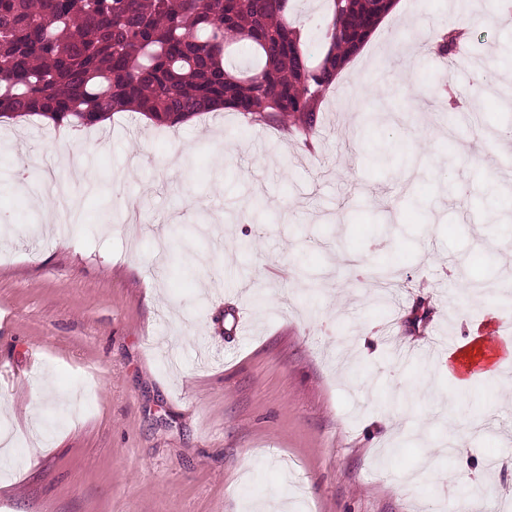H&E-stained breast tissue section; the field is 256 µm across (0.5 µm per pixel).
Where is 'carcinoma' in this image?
Segmentation results:
<instances>
[{
  "instance_id": "1",
  "label": "carcinoma",
  "mask_w": 512,
  "mask_h": 512,
  "mask_svg": "<svg viewBox=\"0 0 512 512\" xmlns=\"http://www.w3.org/2000/svg\"><path fill=\"white\" fill-rule=\"evenodd\" d=\"M0 0V118L52 115L93 126L138 112L159 123L221 103L255 121L312 128L340 61L389 0H326V41L312 52L289 21L293 0ZM462 43L450 27L437 53ZM250 55L242 69L232 58Z\"/></svg>"
}]
</instances>
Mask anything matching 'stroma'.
I'll return each instance as SVG.
<instances>
[{"mask_svg":"<svg viewBox=\"0 0 512 512\" xmlns=\"http://www.w3.org/2000/svg\"><path fill=\"white\" fill-rule=\"evenodd\" d=\"M451 25L453 61L427 49ZM484 77L512 81V24L485 0H404L309 138L227 111L1 124L0 512L512 499V379L448 372L470 330L512 341V307L467 287L512 270V228L478 221L490 183L512 216L494 138L512 105ZM67 137L76 171L48 154ZM61 181L81 202L65 227L30 191ZM378 264L397 282L379 301Z\"/></svg>","mask_w":512,"mask_h":512,"instance_id":"stroma-1","label":"stroma"}]
</instances>
